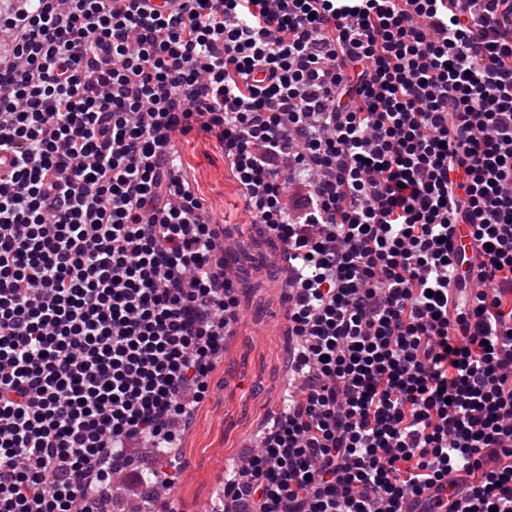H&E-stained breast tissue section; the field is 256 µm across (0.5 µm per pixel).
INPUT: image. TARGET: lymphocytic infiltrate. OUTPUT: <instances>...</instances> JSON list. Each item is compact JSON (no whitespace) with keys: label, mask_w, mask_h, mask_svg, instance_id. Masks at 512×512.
I'll use <instances>...</instances> for the list:
<instances>
[{"label":"lymphocytic infiltrate","mask_w":512,"mask_h":512,"mask_svg":"<svg viewBox=\"0 0 512 512\" xmlns=\"http://www.w3.org/2000/svg\"><path fill=\"white\" fill-rule=\"evenodd\" d=\"M34 2L0 13V512L172 485L128 450L171 455L238 307L193 133L281 245L304 380L235 512H512V0Z\"/></svg>","instance_id":"lymphocytic-infiltrate-1"}]
</instances>
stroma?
<instances>
[{
	"label": "stroma",
	"mask_w": 512,
	"mask_h": 512,
	"mask_svg": "<svg viewBox=\"0 0 512 512\" xmlns=\"http://www.w3.org/2000/svg\"><path fill=\"white\" fill-rule=\"evenodd\" d=\"M176 149L212 220L240 243L233 264L240 289L238 322L207 396L182 437L177 458L184 471L172 492L180 512H214L224 475L235 469L267 411L279 405L289 388L283 292L266 276L281 246L245 212L221 151L192 136L178 140Z\"/></svg>",
	"instance_id": "stroma-1"
}]
</instances>
